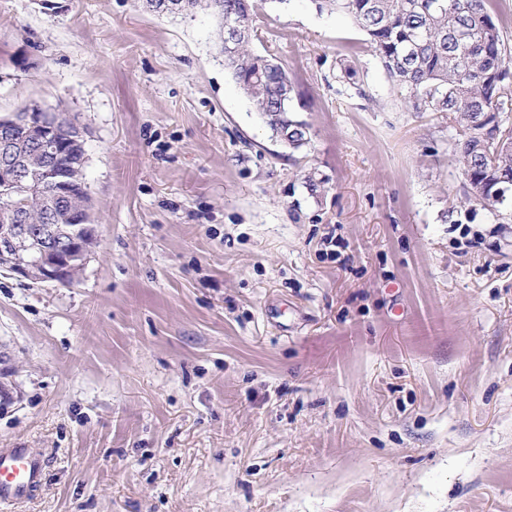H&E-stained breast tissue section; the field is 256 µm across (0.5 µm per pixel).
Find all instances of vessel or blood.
Wrapping results in <instances>:
<instances>
[{
  "label": "vessel or blood",
  "mask_w": 512,
  "mask_h": 512,
  "mask_svg": "<svg viewBox=\"0 0 512 512\" xmlns=\"http://www.w3.org/2000/svg\"><path fill=\"white\" fill-rule=\"evenodd\" d=\"M47 456L37 448H0V503L30 499L45 475Z\"/></svg>",
  "instance_id": "1"
}]
</instances>
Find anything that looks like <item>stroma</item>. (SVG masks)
Returning <instances> with one entry per match:
<instances>
[{
    "label": "stroma",
    "mask_w": 512,
    "mask_h": 512,
    "mask_svg": "<svg viewBox=\"0 0 512 512\" xmlns=\"http://www.w3.org/2000/svg\"><path fill=\"white\" fill-rule=\"evenodd\" d=\"M253 3L296 152L210 10L0 0V115L86 127L97 226L73 284L0 274L15 512H512V210L348 15ZM45 450L0 448V503L15 504L30 499L44 478Z\"/></svg>",
    "instance_id": "1"
}]
</instances>
